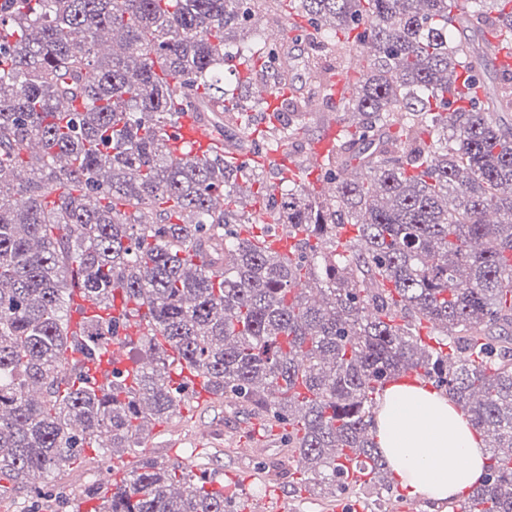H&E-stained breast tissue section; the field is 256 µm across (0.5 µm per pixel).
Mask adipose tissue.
<instances>
[{"instance_id": "ef3b65f1", "label": "adipose tissue", "mask_w": 512, "mask_h": 512, "mask_svg": "<svg viewBox=\"0 0 512 512\" xmlns=\"http://www.w3.org/2000/svg\"><path fill=\"white\" fill-rule=\"evenodd\" d=\"M373 435L408 496L459 497L485 473L486 449L451 398L417 382L386 386Z\"/></svg>"}]
</instances>
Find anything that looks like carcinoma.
Here are the masks:
<instances>
[{"label": "carcinoma", "instance_id": "1", "mask_svg": "<svg viewBox=\"0 0 512 512\" xmlns=\"http://www.w3.org/2000/svg\"><path fill=\"white\" fill-rule=\"evenodd\" d=\"M457 2L0 0V184L26 173L0 192V480L35 493L101 433L112 448L100 456L137 451L146 419L185 402L186 368L261 426H288V459L272 467L292 485L328 499L371 484L381 499L392 470L371 433L376 395L412 371L494 436L482 482L448 512H512V73L484 102H448L456 67L481 73L512 46V0H465L453 16ZM258 5L305 43L310 97L346 82L336 106L285 97L255 131L262 91L288 72L259 48L241 78L251 92L234 97L224 57ZM64 99L85 111H56ZM191 111L213 113L221 152L164 147ZM333 125L327 154L303 157L336 179L333 197L270 185L237 158ZM33 138L43 154L25 159ZM352 164L359 177H336ZM347 224L356 236L342 244ZM268 238L297 243L287 258ZM76 288L95 312L72 331ZM117 291L148 333L119 334ZM111 345L157 368L131 359L98 386L90 372ZM347 450L372 482L348 478ZM213 482L146 458L86 497L91 512H234Z\"/></svg>", "mask_w": 512, "mask_h": 512}]
</instances>
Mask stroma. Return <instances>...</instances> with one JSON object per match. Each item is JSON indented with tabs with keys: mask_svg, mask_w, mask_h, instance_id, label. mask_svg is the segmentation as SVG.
Wrapping results in <instances>:
<instances>
[{
	"mask_svg": "<svg viewBox=\"0 0 512 512\" xmlns=\"http://www.w3.org/2000/svg\"><path fill=\"white\" fill-rule=\"evenodd\" d=\"M207 428L212 438L199 440V428ZM281 428H273L268 436H258L252 420L241 410L222 402L212 406L188 409L174 416L161 430L150 432L143 441L141 456L159 461L184 463L186 457L206 461L207 473L227 483H234L238 500L281 493L288 512H323L319 497L306 491L291 492L287 481L261 483L259 469L263 463L287 456L281 441ZM139 456L127 455L118 461L87 452L85 458L60 473L38 503H31L25 493L10 491L0 499V512H79L89 485L100 483L103 473L113 466L130 469Z\"/></svg>",
	"mask_w": 512,
	"mask_h": 512,
	"instance_id": "obj_1",
	"label": "stroma"
}]
</instances>
